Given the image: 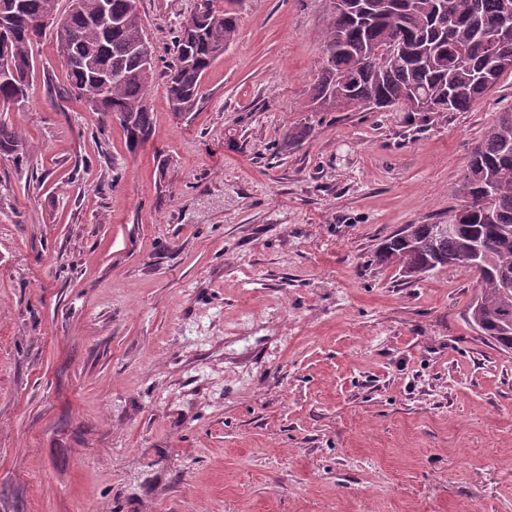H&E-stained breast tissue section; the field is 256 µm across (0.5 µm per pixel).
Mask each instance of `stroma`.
I'll use <instances>...</instances> for the list:
<instances>
[{
  "label": "stroma",
  "instance_id": "35a3bbf8",
  "mask_svg": "<svg viewBox=\"0 0 512 512\" xmlns=\"http://www.w3.org/2000/svg\"><path fill=\"white\" fill-rule=\"evenodd\" d=\"M197 0H140L160 61ZM149 140L52 38L0 111V512H512V350L475 280L377 263L444 224L512 74L462 112H321L325 0H243Z\"/></svg>",
  "mask_w": 512,
  "mask_h": 512
}]
</instances>
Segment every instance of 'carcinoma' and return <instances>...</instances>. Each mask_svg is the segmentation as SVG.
<instances>
[{"label":"carcinoma","mask_w":512,"mask_h":512,"mask_svg":"<svg viewBox=\"0 0 512 512\" xmlns=\"http://www.w3.org/2000/svg\"><path fill=\"white\" fill-rule=\"evenodd\" d=\"M0 0V51L13 66L0 80V104L31 90L34 49L57 16L58 0ZM322 66L313 103L324 112L349 107H400L409 112H461L512 73V0H326ZM240 0H198L179 27L175 57L165 74L174 113L186 116L202 97L210 67L239 29ZM104 11L112 26L92 16ZM68 38H55L70 88L94 112L116 117L132 148L151 134L148 101L156 58L145 33L139 0H70ZM112 73L102 90L99 70ZM19 136L0 122V154L19 151ZM460 204L448 223L454 235L435 241L429 225L407 224L377 254L380 263L415 278L430 271L437 250L450 265L476 278L478 293L466 310L475 332L512 350V111L501 112L475 146L462 181L452 190Z\"/></svg>","instance_id":"obj_1"}]
</instances>
